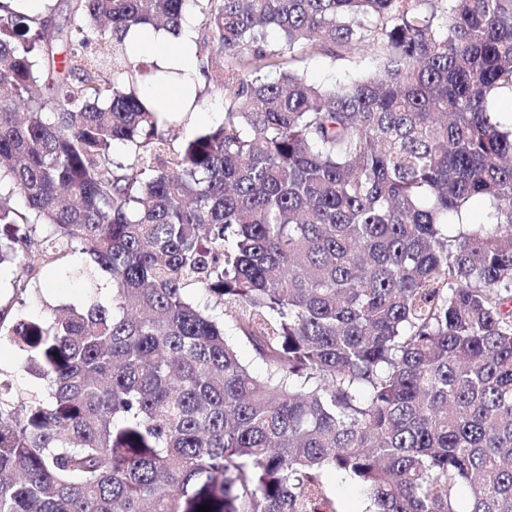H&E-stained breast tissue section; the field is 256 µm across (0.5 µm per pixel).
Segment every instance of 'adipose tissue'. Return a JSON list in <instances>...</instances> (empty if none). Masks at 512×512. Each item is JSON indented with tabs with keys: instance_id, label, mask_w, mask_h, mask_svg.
Returning a JSON list of instances; mask_svg holds the SVG:
<instances>
[{
	"instance_id": "1",
	"label": "adipose tissue",
	"mask_w": 512,
	"mask_h": 512,
	"mask_svg": "<svg viewBox=\"0 0 512 512\" xmlns=\"http://www.w3.org/2000/svg\"><path fill=\"white\" fill-rule=\"evenodd\" d=\"M125 41L135 49H147L152 64L174 74L167 83L158 84L151 80L144 83L142 92L148 99L178 108L188 98L190 89L200 86L201 63L190 26H183L176 35L165 30L133 29Z\"/></svg>"
}]
</instances>
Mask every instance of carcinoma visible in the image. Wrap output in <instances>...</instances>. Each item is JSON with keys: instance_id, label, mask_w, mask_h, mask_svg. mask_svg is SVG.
Returning <instances> with one entry per match:
<instances>
[{"instance_id": "obj_1", "label": "carcinoma", "mask_w": 512, "mask_h": 512, "mask_svg": "<svg viewBox=\"0 0 512 512\" xmlns=\"http://www.w3.org/2000/svg\"><path fill=\"white\" fill-rule=\"evenodd\" d=\"M195 7L224 123L176 144L125 37ZM66 11L0 0V264L22 293L78 251L112 297L0 310L40 382L0 392V512H339L328 472L363 512H512V0ZM306 53L380 64L267 78ZM325 481L332 487L342 510L355 512L363 509L364 495L359 486L333 473L327 474Z\"/></svg>"}]
</instances>
